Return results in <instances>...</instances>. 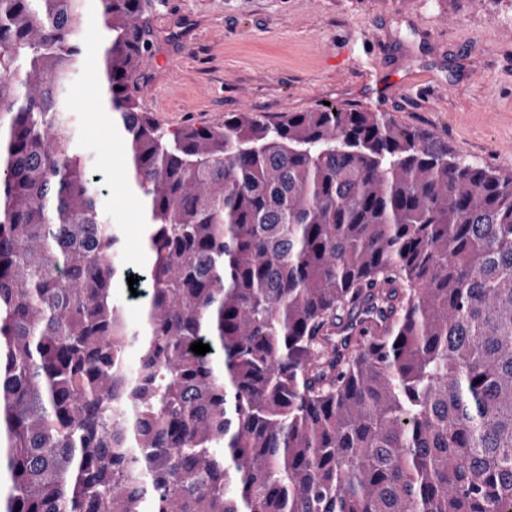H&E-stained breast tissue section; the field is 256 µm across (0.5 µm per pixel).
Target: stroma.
Here are the masks:
<instances>
[{
  "label": "stroma",
  "instance_id": "stroma-1",
  "mask_svg": "<svg viewBox=\"0 0 512 512\" xmlns=\"http://www.w3.org/2000/svg\"><path fill=\"white\" fill-rule=\"evenodd\" d=\"M150 58L132 92L171 128L248 111L270 121L323 104L368 108L465 157L512 170V0H159ZM89 62L68 98L77 151L94 156L124 259L148 260L141 207L113 192L124 144L103 152L112 114L89 111L101 19L84 22Z\"/></svg>",
  "mask_w": 512,
  "mask_h": 512
}]
</instances>
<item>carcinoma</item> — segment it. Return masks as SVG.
<instances>
[{"mask_svg": "<svg viewBox=\"0 0 512 512\" xmlns=\"http://www.w3.org/2000/svg\"><path fill=\"white\" fill-rule=\"evenodd\" d=\"M85 2L0 0V512H512V170L361 108L170 131L157 0H95L136 273L73 149Z\"/></svg>", "mask_w": 512, "mask_h": 512, "instance_id": "obj_1", "label": "carcinoma"}]
</instances>
